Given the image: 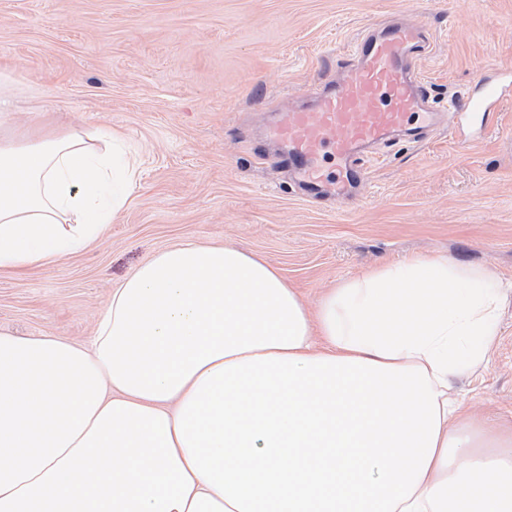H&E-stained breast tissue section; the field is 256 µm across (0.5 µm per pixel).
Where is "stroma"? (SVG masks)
Returning <instances> with one entry per match:
<instances>
[{"instance_id":"35a3bbf8","label":"stroma","mask_w":512,"mask_h":512,"mask_svg":"<svg viewBox=\"0 0 512 512\" xmlns=\"http://www.w3.org/2000/svg\"><path fill=\"white\" fill-rule=\"evenodd\" d=\"M399 13L423 26L431 98L512 64V0H0V74L15 129L116 132L138 154L121 215L88 248L0 272V332L89 343L113 288L186 239L271 262L315 310L331 288L410 257L512 280V103L491 134L382 149L346 214L303 199L262 139L272 107L336 73L355 35ZM470 415L512 424V300L485 362L453 382Z\"/></svg>"}]
</instances>
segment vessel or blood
Returning a JSON list of instances; mask_svg holds the SVG:
<instances>
[{
    "instance_id": "1",
    "label": "vessel or blood",
    "mask_w": 512,
    "mask_h": 512,
    "mask_svg": "<svg viewBox=\"0 0 512 512\" xmlns=\"http://www.w3.org/2000/svg\"><path fill=\"white\" fill-rule=\"evenodd\" d=\"M430 48L422 27L408 20L362 30L336 79L313 85L292 106L279 108L268 128L288 168L310 197L342 203L368 178L376 148L394 133L433 125L441 109L431 102L418 61ZM512 102V66L482 78L449 115L489 127L494 112Z\"/></svg>"
}]
</instances>
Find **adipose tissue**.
I'll return each mask as SVG.
<instances>
[{
  "instance_id": "obj_1",
  "label": "adipose tissue",
  "mask_w": 512,
  "mask_h": 512,
  "mask_svg": "<svg viewBox=\"0 0 512 512\" xmlns=\"http://www.w3.org/2000/svg\"><path fill=\"white\" fill-rule=\"evenodd\" d=\"M0 97V270L83 250L138 162L121 137L12 133ZM512 281L413 257L308 313L263 258L181 241L91 344L0 333V512H512V437L448 391L486 359Z\"/></svg>"
}]
</instances>
